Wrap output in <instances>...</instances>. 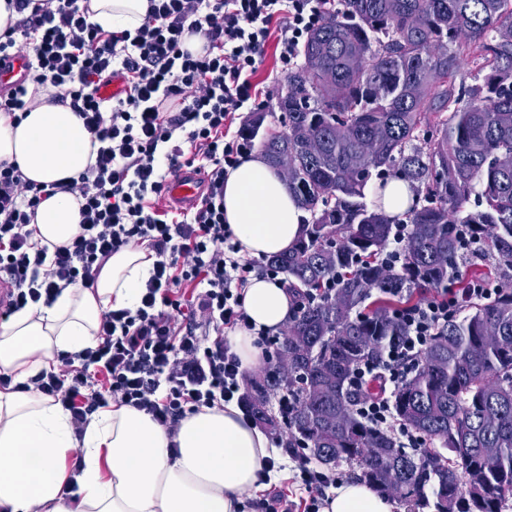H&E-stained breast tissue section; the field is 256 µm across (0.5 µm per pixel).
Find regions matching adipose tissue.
<instances>
[{
	"label": "adipose tissue",
	"instance_id": "obj_1",
	"mask_svg": "<svg viewBox=\"0 0 512 512\" xmlns=\"http://www.w3.org/2000/svg\"><path fill=\"white\" fill-rule=\"evenodd\" d=\"M148 0H89V20L103 30H134ZM96 148L82 119L65 105L33 103L21 121L0 113V161L17 163L38 184L78 176ZM80 200L56 192L38 207L34 236L69 245L81 221ZM303 211L287 183L261 157L248 155L224 180V220L239 254L262 258L287 250ZM153 252L121 248L87 287H68L51 305L26 308L0 325V372L23 381L48 368L57 352L92 344L102 313L134 307L150 275ZM242 306L251 324L234 341L243 369L261 362L254 330H280L293 313L280 282L251 279ZM77 455L78 475L67 460ZM274 450L235 404L204 407L168 435L129 406L98 412L82 438L69 415L34 391L0 392V512H240L260 490L258 474ZM322 512H391L360 482L333 488Z\"/></svg>",
	"mask_w": 512,
	"mask_h": 512
}]
</instances>
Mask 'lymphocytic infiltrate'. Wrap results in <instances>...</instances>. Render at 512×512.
<instances>
[{"label":"lymphocytic infiltrate","instance_id":"1","mask_svg":"<svg viewBox=\"0 0 512 512\" xmlns=\"http://www.w3.org/2000/svg\"><path fill=\"white\" fill-rule=\"evenodd\" d=\"M332 0H149L135 32H109L88 20L82 0H11L18 18L0 54L29 51L25 85L0 93V112L27 110L29 84L69 105L98 142L94 164L49 185L26 179L17 164L0 162V276L10 289L0 319L28 306L51 304L70 286H89L112 253L147 245L155 260L139 302L105 311L92 346L60 353L50 369L17 385L51 397L69 414L75 434L111 405L149 414L168 433L203 407L240 399V361L226 333L248 328L242 307L250 279H278L277 269L241 260L224 221V178L251 140L235 131L237 112L264 106L253 81L271 34H278L282 72L319 25ZM201 34L199 53L184 46ZM126 93L100 97L113 73ZM204 171L200 207L180 216L152 204L183 162ZM81 201L80 230L55 251L39 245L30 227L39 205L55 192ZM503 287L472 281L467 291L444 288L435 297L397 309L406 327L382 363H362L349 380L355 406L373 426L396 433L419 456L427 442L400 422L393 393L408 379L433 336L472 299H498ZM290 482L308 494L306 512H320L336 476L320 471L304 449L291 454Z\"/></svg>","mask_w":512,"mask_h":512}]
</instances>
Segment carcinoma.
I'll return each instance as SVG.
<instances>
[{
    "label": "carcinoma",
    "mask_w": 512,
    "mask_h": 512,
    "mask_svg": "<svg viewBox=\"0 0 512 512\" xmlns=\"http://www.w3.org/2000/svg\"><path fill=\"white\" fill-rule=\"evenodd\" d=\"M277 104L288 130L252 112L271 167L288 153V188L305 216L288 252L268 259L303 300L273 364L240 405L290 450L346 464L409 512L512 507V291L474 302L440 329L394 394L396 416L429 442V460L398 447L353 408L348 380L404 335L393 311L407 288L440 290L458 270V225L512 269V0H340L305 39ZM471 83L457 80L462 60ZM400 176L418 200L406 264L381 261L393 233L373 181ZM377 295L371 308L357 309ZM291 401L275 412L271 399ZM446 449L452 457L443 458Z\"/></svg>",
    "instance_id": "cac0c4a2"
}]
</instances>
